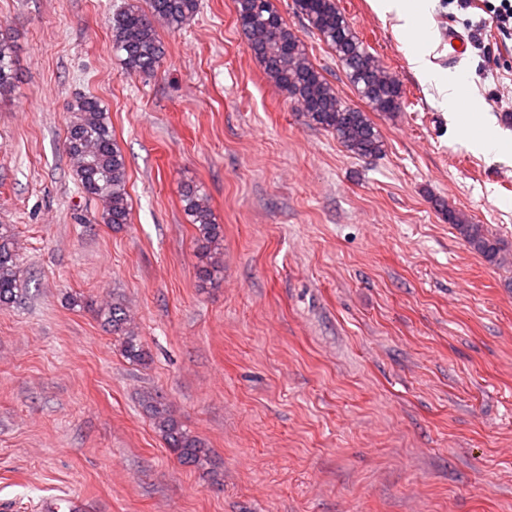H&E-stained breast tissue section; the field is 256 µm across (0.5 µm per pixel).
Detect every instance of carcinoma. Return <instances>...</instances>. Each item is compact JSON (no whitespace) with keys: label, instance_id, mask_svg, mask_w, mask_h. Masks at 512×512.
Masks as SVG:
<instances>
[{"label":"carcinoma","instance_id":"carcinoma-1","mask_svg":"<svg viewBox=\"0 0 512 512\" xmlns=\"http://www.w3.org/2000/svg\"><path fill=\"white\" fill-rule=\"evenodd\" d=\"M147 4L145 9L140 0H126L108 19L113 48L121 54L127 71L135 76L153 74L164 59L156 23L161 21L178 31L199 10V0H147ZM294 4L296 13L334 51L350 84L370 109L400 111L399 83L385 74L379 61L366 50L336 0H294ZM235 5L237 21L265 75L297 105L308 122L335 134L342 146L355 156L381 155L383 141L374 123L366 112L348 106L312 64L305 45L284 22L274 0H235ZM14 84V45L1 33L0 96L10 93ZM70 110L72 119L67 129L66 150L78 188L84 196L101 204L104 223H128L126 159L112 136L108 113L91 96L77 98ZM181 202L185 215L197 230L201 279L219 281L224 272L223 228L215 223L208 201L197 187L185 185ZM448 223L468 248L486 262L491 265L503 262V243L485 225L475 224L464 212L451 208ZM25 285L24 270L14 250V227L0 224V306L16 303ZM97 315L120 338L124 357L135 363L146 362L147 351L120 300L114 298L99 305ZM142 406L181 462L202 469L210 463V450L205 442L183 427L162 396L147 392L142 397Z\"/></svg>","mask_w":512,"mask_h":512}]
</instances>
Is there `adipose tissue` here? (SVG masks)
Returning <instances> with one entry per match:
<instances>
[{"mask_svg": "<svg viewBox=\"0 0 512 512\" xmlns=\"http://www.w3.org/2000/svg\"><path fill=\"white\" fill-rule=\"evenodd\" d=\"M430 6L431 0H373V8L379 15L391 14L397 18L415 76L422 82L435 85L442 97L441 108L454 112L460 102L462 77L457 73L436 69L429 60L422 32Z\"/></svg>", "mask_w": 512, "mask_h": 512, "instance_id": "obj_1", "label": "adipose tissue"}]
</instances>
